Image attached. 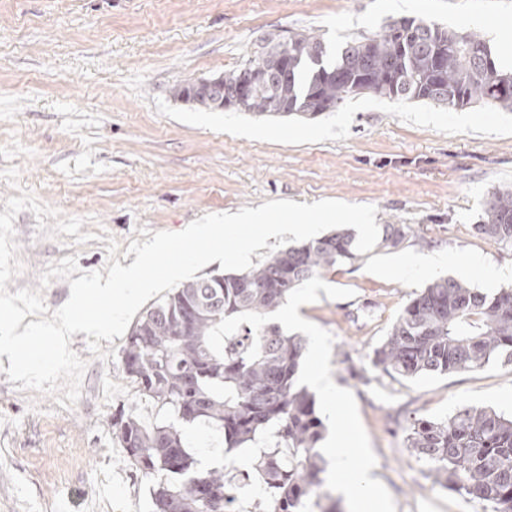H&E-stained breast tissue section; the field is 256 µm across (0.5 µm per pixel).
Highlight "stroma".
Here are the masks:
<instances>
[{"instance_id": "obj_1", "label": "stroma", "mask_w": 512, "mask_h": 512, "mask_svg": "<svg viewBox=\"0 0 512 512\" xmlns=\"http://www.w3.org/2000/svg\"><path fill=\"white\" fill-rule=\"evenodd\" d=\"M410 18L478 33L496 57L512 55V0H0V213L16 188L59 216L81 218L84 244L39 232L33 212L14 220L22 269L9 292L41 289L49 309L70 296L66 280L40 286L49 265L73 256L104 269L109 241L127 250L157 231H179L212 213L288 199H335L377 209V224H401L398 248L326 272L354 290L303 305L302 318L334 337L331 377L350 390L377 457L373 470L396 512H486L482 502L437 482L409 448L417 419L465 407L512 413V364L404 379L374 364L376 349L431 275L390 270L419 253L452 262L442 276L492 293L512 286V248L478 234L488 195L512 188V111L452 110L427 101L348 99L315 118L258 117L201 109L174 87L241 68L268 40L320 36L329 49ZM58 216V217H59ZM476 256L504 270L496 281L458 264ZM123 338L70 343L86 362L69 408L22 391L0 370V512H151L155 478L127 462L113 414L145 423L165 416L122 370ZM197 467L255 473L258 453L225 452L201 424L189 427ZM218 449L206 461L202 451Z\"/></svg>"}]
</instances>
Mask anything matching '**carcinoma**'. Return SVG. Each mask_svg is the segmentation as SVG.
<instances>
[{
	"label": "carcinoma",
	"instance_id": "cac0c4a2",
	"mask_svg": "<svg viewBox=\"0 0 512 512\" xmlns=\"http://www.w3.org/2000/svg\"><path fill=\"white\" fill-rule=\"evenodd\" d=\"M294 42L317 48L318 64L288 68L282 81L254 92L246 111L291 116L294 107L298 116L314 118L356 96L357 82L389 100L512 109V71L483 65L492 51L476 33L415 21L407 30L391 24L373 38L348 41L334 55L311 34ZM279 64L277 54L263 49L224 74V89H236L249 70L268 72ZM474 228L512 247V189L489 194ZM404 238L405 225L384 224L378 248H396ZM354 239L353 230L342 229L283 249L248 271L188 282L134 325L122 351L123 372L166 419L146 426L122 409L112 427L135 470L165 476L153 487V512H240L224 472L198 471L186 448L184 425L197 420L224 434L229 449L255 448L266 435L276 437L257 465L266 489L261 512H341L338 500L321 491L317 444L325 424L314 396L297 383L307 340L274 324L257 333L243 323L225 338L219 357L208 349L206 335L224 317L268 314L312 276L361 259ZM256 340L260 356L250 360L247 351ZM499 361L512 364V288L489 294L448 276L404 308L374 363L388 374L416 378ZM407 440L448 487L488 503L491 512H512V415L463 408L444 420H416Z\"/></svg>",
	"mask_w": 512,
	"mask_h": 512
}]
</instances>
